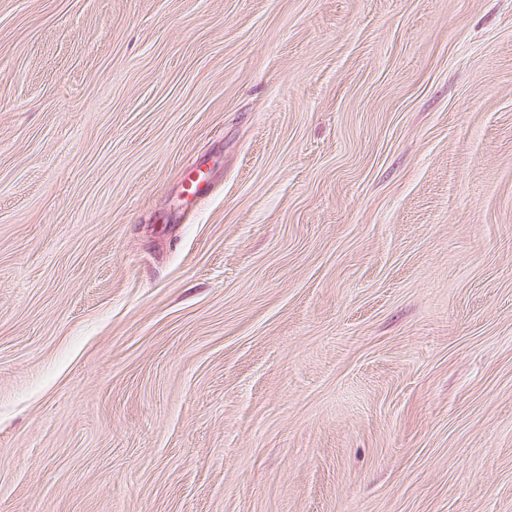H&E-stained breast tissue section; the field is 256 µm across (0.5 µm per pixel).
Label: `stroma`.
Wrapping results in <instances>:
<instances>
[{"instance_id":"stroma-1","label":"stroma","mask_w":512,"mask_h":512,"mask_svg":"<svg viewBox=\"0 0 512 512\" xmlns=\"http://www.w3.org/2000/svg\"><path fill=\"white\" fill-rule=\"evenodd\" d=\"M0 512H512V0H0Z\"/></svg>"}]
</instances>
